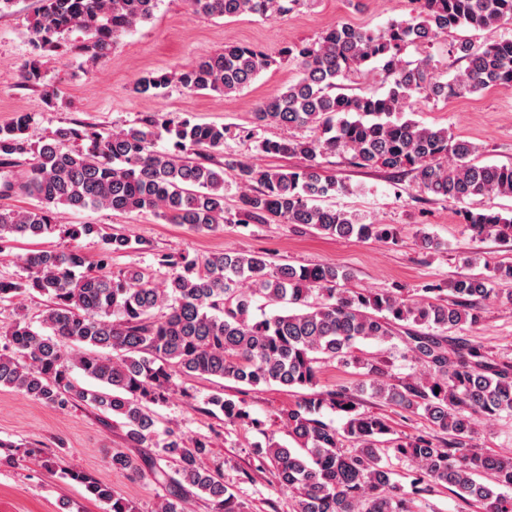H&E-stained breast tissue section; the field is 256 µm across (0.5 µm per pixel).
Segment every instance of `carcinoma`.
Segmentation results:
<instances>
[{
    "mask_svg": "<svg viewBox=\"0 0 512 512\" xmlns=\"http://www.w3.org/2000/svg\"><path fill=\"white\" fill-rule=\"evenodd\" d=\"M38 2L31 24L37 53L21 71L22 82L32 86L43 80V53L59 48L65 36L81 33L73 48L91 59L104 58L122 35L153 17L159 0ZM304 2L188 0L194 14L265 19ZM414 3V15L392 19L381 30L338 23L314 40L282 50L297 68V80L260 102L253 119L303 131L260 145L266 154L301 157L297 167L268 169L229 160L211 168L207 162L223 151L227 128L189 118L166 128L172 146L160 149L159 123L151 116L138 127L112 133L79 125L36 140L30 115L17 113L0 125V198L21 193L38 205L0 206V251L19 237L38 240L54 233L58 209L66 206L149 211L170 224L215 231L232 223L224 216L227 171L241 189V210L250 221L276 219L329 237L395 241L387 224H360L345 211L317 204L347 191L321 162L336 153L351 154L363 168L410 171L423 192L448 200L512 197L511 164H482L476 145L405 116L419 98L446 100L512 86V38L454 43L453 51L467 66L445 82L429 57L414 64L403 58L407 47L462 27L484 31L512 23V0ZM270 64L250 45L226 44L177 75L139 77L132 92L157 96L175 81L192 92L229 95ZM367 67L382 76L388 90L344 92L341 81ZM26 155L27 168L18 178L13 168ZM458 217L476 237L512 240V216L466 207ZM62 233L69 246L25 256V284L0 280V301L31 290L49 301L39 326L23 318L0 327L10 347L0 354V386L52 408L79 403L110 411L136 447L157 437L150 405L166 400L178 374L230 379L253 389L272 383L297 388L303 390L300 398L278 416L295 445L279 443L271 434L256 449L261 465L271 466L280 485L294 495V512H413L414 501L435 486L448 488L480 512H512V496L498 491L512 489V457L476 445L480 423L512 415V361L448 335L461 324L480 323L482 302L494 294L495 281L512 280V265L495 268L490 278H458L448 300L440 297L439 283L423 286L420 296L401 287L353 290L339 287L349 273L334 265H276L261 253L236 250L201 258L162 253L156 270H114L110 256L133 248L128 235L106 233L98 224H70ZM90 237L103 241L94 261L78 246ZM159 269L165 270L163 288L156 284ZM268 306L278 310L268 314ZM365 341L403 348L420 372L396 378L388 360L360 355ZM325 361L353 367L362 383L316 390ZM76 371L96 381L97 388L81 385ZM366 391L381 403L425 417L446 438H388L392 428L384 416L359 410L357 393ZM206 404L218 408L226 424L261 426L230 395L213 393ZM325 409L339 414L341 427L322 420ZM155 448L156 460L164 462L155 475L166 488L156 512H187L189 498L202 496L213 512H243L221 475L201 466L209 439L188 442L168 430ZM391 455L413 467L408 484L397 481L383 462ZM108 459L114 470L139 471L122 451ZM66 476L106 504L107 512H134L109 486L79 471Z\"/></svg>",
    "mask_w": 512,
    "mask_h": 512,
    "instance_id": "carcinoma-1",
    "label": "carcinoma"
}]
</instances>
